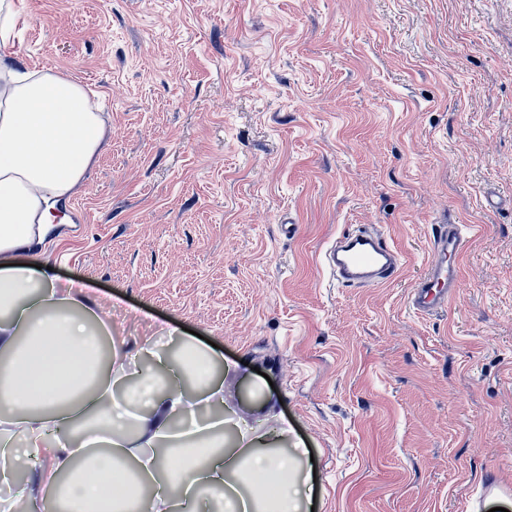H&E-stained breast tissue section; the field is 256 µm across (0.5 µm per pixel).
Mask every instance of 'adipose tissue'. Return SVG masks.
Masks as SVG:
<instances>
[{"mask_svg": "<svg viewBox=\"0 0 512 512\" xmlns=\"http://www.w3.org/2000/svg\"><path fill=\"white\" fill-rule=\"evenodd\" d=\"M80 84L51 71H17L0 56V462L39 461L40 496L70 512H299L298 469L242 430L224 445L200 412L223 407L217 352L177 338V352L140 353L155 373L126 372L92 302L62 284L41 245L106 139Z\"/></svg>", "mask_w": 512, "mask_h": 512, "instance_id": "1", "label": "adipose tissue"}]
</instances>
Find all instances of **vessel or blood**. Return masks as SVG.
I'll return each instance as SVG.
<instances>
[{
  "instance_id": "obj_1",
  "label": "vessel or blood",
  "mask_w": 512,
  "mask_h": 512,
  "mask_svg": "<svg viewBox=\"0 0 512 512\" xmlns=\"http://www.w3.org/2000/svg\"><path fill=\"white\" fill-rule=\"evenodd\" d=\"M472 231L469 225H438L425 274L407 294V306L413 313L427 315L447 305L458 285L457 257ZM323 262L339 286L367 288L391 281L403 259L383 232L359 229L337 238L325 251Z\"/></svg>"
}]
</instances>
